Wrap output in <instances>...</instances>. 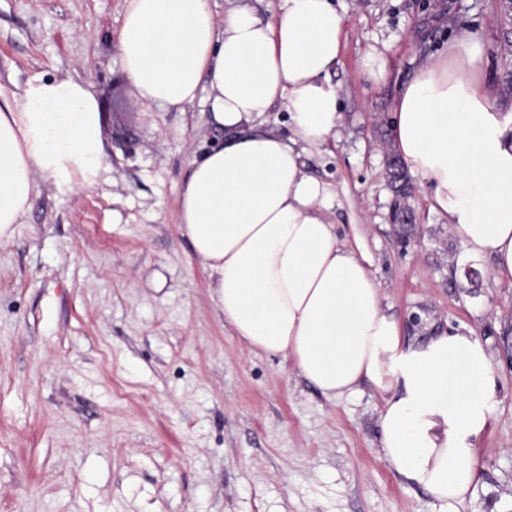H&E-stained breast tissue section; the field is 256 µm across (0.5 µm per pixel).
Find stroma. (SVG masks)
I'll list each match as a JSON object with an SVG mask.
<instances>
[{
    "instance_id": "obj_1",
    "label": "stroma",
    "mask_w": 512,
    "mask_h": 512,
    "mask_svg": "<svg viewBox=\"0 0 512 512\" xmlns=\"http://www.w3.org/2000/svg\"><path fill=\"white\" fill-rule=\"evenodd\" d=\"M452 2V21L424 40L425 0H332L345 22L331 75L341 119L301 161L332 193L336 233L359 244L406 342L448 330L487 345L497 386L459 512H512V285L451 234L417 178L413 227L392 219L395 99L458 31L483 37V81L512 113V14L503 0ZM125 7L0 0V86L86 79L108 104L111 167L75 193L40 182L0 244V512H436L382 455L380 393L327 399L218 315L177 211L189 161L224 132L204 96L180 111L143 105L115 52ZM370 54L386 60L384 80L365 74Z\"/></svg>"
}]
</instances>
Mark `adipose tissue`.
<instances>
[{
	"instance_id": "ef3b65f1",
	"label": "adipose tissue",
	"mask_w": 512,
	"mask_h": 512,
	"mask_svg": "<svg viewBox=\"0 0 512 512\" xmlns=\"http://www.w3.org/2000/svg\"><path fill=\"white\" fill-rule=\"evenodd\" d=\"M344 19L331 0H279L274 18L247 0H129L117 55L146 107L207 91L222 146L188 165L178 230L208 275L224 323L253 352L290 360L323 395L367 384L382 394L381 448L439 512L478 477L475 438L496 388L488 348L470 333L405 342L360 248L341 243L323 184L295 144L265 128L283 102L300 142L321 147L340 120L330 76ZM485 47L460 33L395 101L394 149L432 189L431 208L469 253L512 282V113L475 77ZM298 141V142H299ZM101 113L88 83L33 76L0 93V242L32 207L39 180L71 191L106 171Z\"/></svg>"
}]
</instances>
